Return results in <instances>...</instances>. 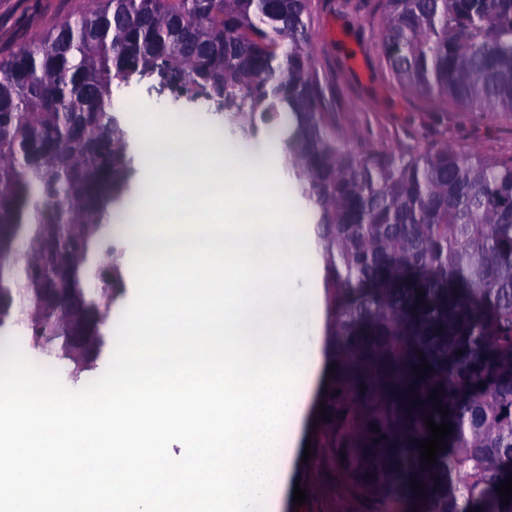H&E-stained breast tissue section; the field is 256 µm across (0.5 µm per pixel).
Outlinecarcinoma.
Wrapping results in <instances>:
<instances>
[{
	"label": "carcinoma",
	"mask_w": 512,
	"mask_h": 512,
	"mask_svg": "<svg viewBox=\"0 0 512 512\" xmlns=\"http://www.w3.org/2000/svg\"><path fill=\"white\" fill-rule=\"evenodd\" d=\"M313 10L314 0H95L0 57V336L24 329L75 380L105 355L132 260L112 224L138 173L114 92L149 82L183 111L217 117L237 144L271 137L313 213L337 364L322 462L368 512H512L496 491L512 475V155L438 141L356 150L325 103ZM372 15L401 87L473 118L512 114V0H375ZM90 253L107 266L93 280ZM50 288L82 303L86 352L68 349ZM419 351L433 368L421 379ZM441 388L445 417L429 401ZM429 415L453 425L431 467L416 446Z\"/></svg>",
	"instance_id": "1"
}]
</instances>
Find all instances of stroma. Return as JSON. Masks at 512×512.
Here are the masks:
<instances>
[{
  "label": "stroma",
  "mask_w": 512,
  "mask_h": 512,
  "mask_svg": "<svg viewBox=\"0 0 512 512\" xmlns=\"http://www.w3.org/2000/svg\"><path fill=\"white\" fill-rule=\"evenodd\" d=\"M311 29L314 63L326 81L325 98L338 128L364 150H394L404 144L447 141L487 156L512 154V116L487 113L473 120L447 104H430L417 92L397 85L381 65L379 18L367 9L352 12L337 0H315ZM94 0H0V56L37 40L47 29L72 22ZM312 459H293L276 512H363L344 478ZM307 500L294 506L293 491Z\"/></svg>",
  "instance_id": "stroma-1"
}]
</instances>
